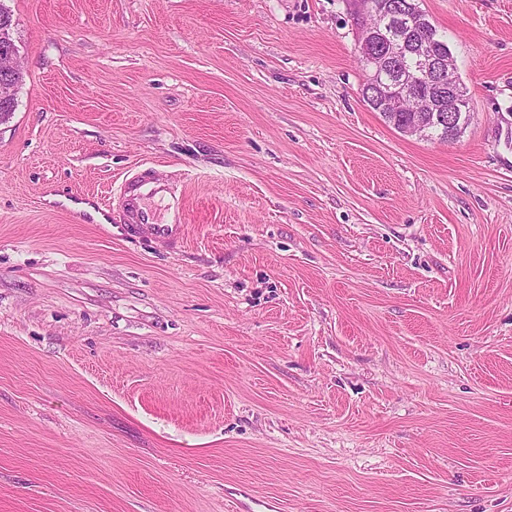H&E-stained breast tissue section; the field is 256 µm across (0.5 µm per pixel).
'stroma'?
<instances>
[{
	"label": "stroma",
	"instance_id": "obj_1",
	"mask_svg": "<svg viewBox=\"0 0 512 512\" xmlns=\"http://www.w3.org/2000/svg\"><path fill=\"white\" fill-rule=\"evenodd\" d=\"M0 5V512H512V0H419L454 143L363 102L353 0ZM142 167L179 252L74 210ZM2 15L5 20L2 21ZM5 22L13 23L12 15L5 8L0 6V25ZM0 71L5 74H16L14 81L19 84L23 80L21 68L19 65V51L14 42L10 39L7 33V25L0 29Z\"/></svg>",
	"mask_w": 512,
	"mask_h": 512
}]
</instances>
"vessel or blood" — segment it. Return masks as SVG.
Returning a JSON list of instances; mask_svg holds the SVG:
<instances>
[{
    "label": "vessel or blood",
    "instance_id": "obj_1",
    "mask_svg": "<svg viewBox=\"0 0 512 512\" xmlns=\"http://www.w3.org/2000/svg\"><path fill=\"white\" fill-rule=\"evenodd\" d=\"M120 221L130 237H144L171 252L185 243V205L156 172L143 171L124 180L120 187Z\"/></svg>",
    "mask_w": 512,
    "mask_h": 512
}]
</instances>
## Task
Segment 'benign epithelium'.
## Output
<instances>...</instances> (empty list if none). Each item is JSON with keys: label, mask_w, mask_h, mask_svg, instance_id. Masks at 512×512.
<instances>
[{"label": "benign epithelium", "mask_w": 512, "mask_h": 512, "mask_svg": "<svg viewBox=\"0 0 512 512\" xmlns=\"http://www.w3.org/2000/svg\"><path fill=\"white\" fill-rule=\"evenodd\" d=\"M360 14L363 24L360 25L358 50L369 70L376 72L386 66L397 69L411 57L416 73L427 78L436 90V103L426 110L411 113L402 132L423 138L431 128L440 127L448 130L443 141H458L469 122L470 110L465 104L462 82L456 71L446 67V57L436 53L429 41L411 38L407 34L389 36L383 42L374 39L381 27L388 26L391 15L412 28L418 26L422 19L412 15L405 4L399 7L391 3L374 12L365 0L360 2ZM0 71L5 74L21 72L18 48L8 36L5 26L0 28ZM412 92L411 84L397 82H372L365 89L366 97L379 112L392 111L398 98Z\"/></svg>", "instance_id": "obj_1"}]
</instances>
